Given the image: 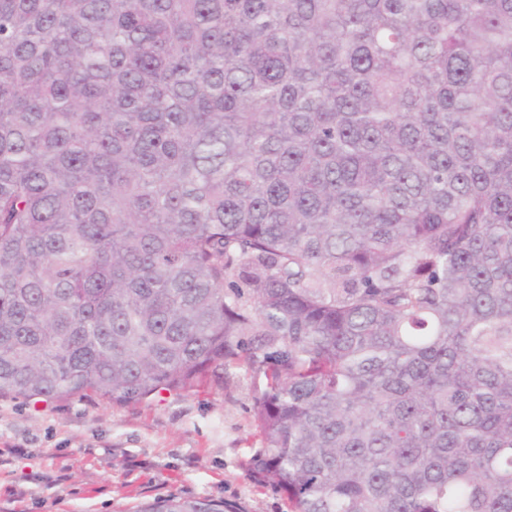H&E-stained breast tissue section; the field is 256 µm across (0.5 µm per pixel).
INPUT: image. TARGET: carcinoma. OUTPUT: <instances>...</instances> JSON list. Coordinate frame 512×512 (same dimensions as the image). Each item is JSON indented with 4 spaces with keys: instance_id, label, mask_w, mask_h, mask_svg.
Wrapping results in <instances>:
<instances>
[{
    "instance_id": "1",
    "label": "carcinoma",
    "mask_w": 512,
    "mask_h": 512,
    "mask_svg": "<svg viewBox=\"0 0 512 512\" xmlns=\"http://www.w3.org/2000/svg\"><path fill=\"white\" fill-rule=\"evenodd\" d=\"M241 358L294 512H512V0H0V397Z\"/></svg>"
}]
</instances>
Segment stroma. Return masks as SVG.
Returning a JSON list of instances; mask_svg holds the SVG:
<instances>
[{"label":"stroma","instance_id":"stroma-1","mask_svg":"<svg viewBox=\"0 0 512 512\" xmlns=\"http://www.w3.org/2000/svg\"><path fill=\"white\" fill-rule=\"evenodd\" d=\"M262 384L240 360L225 364L223 385L128 405L0 398V512H133L171 495L292 512L247 470L262 446L253 417Z\"/></svg>","mask_w":512,"mask_h":512}]
</instances>
